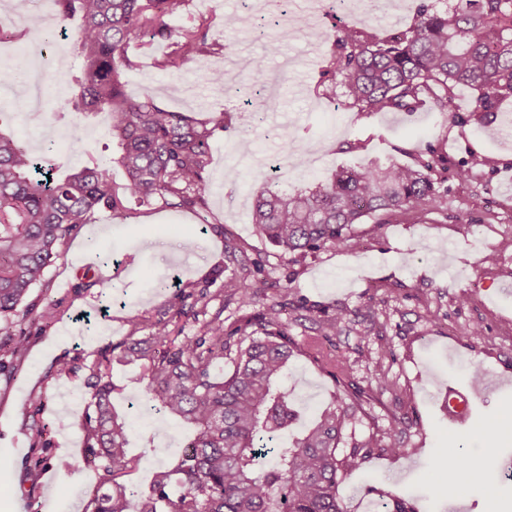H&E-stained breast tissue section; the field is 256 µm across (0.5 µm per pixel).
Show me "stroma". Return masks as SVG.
<instances>
[{"label": "stroma", "mask_w": 512, "mask_h": 512, "mask_svg": "<svg viewBox=\"0 0 512 512\" xmlns=\"http://www.w3.org/2000/svg\"><path fill=\"white\" fill-rule=\"evenodd\" d=\"M420 2L349 0L343 12L322 14L310 12L306 0H290L289 13L309 15L312 25L289 32L278 53L268 56L253 27L266 0H187L171 28L200 14L211 16L208 40L222 45L220 54L161 70L155 61L168 50L165 40L147 36L130 49L134 66L121 75L129 96H150L200 120L217 110L232 119L246 103L242 85L263 84L275 70L280 105L250 132L215 131L203 209L183 211L157 201L136 206L127 217L96 210L97 234L82 231L69 240L45 286L33 289V298L57 299L61 307L55 323L22 321L30 340L23 360L0 351V461L9 462L0 468V512H83L99 484L80 430L98 350L130 335L148 336L149 328H134L133 315L169 319L177 289L157 282L174 276L182 288L207 289L208 313L221 315L225 331L246 328L259 309L241 305L225 283L249 278L256 260L267 272L266 300L283 305L293 340L315 335L319 321L337 309L350 312L326 344L345 360L350 382L367 398L348 438L367 443V457L338 487L347 512H374L382 496L414 497L419 512H483L489 500L497 512H512V480L501 476L512 470V439L495 443L483 433L489 420L503 421L512 413V98L479 124L468 118L475 94L464 87L455 90L444 112L378 114L346 110L341 96L326 97L317 88L338 27L372 25L384 34L409 25ZM51 8V0H0V28L13 42L37 46L45 39L28 29V15ZM47 40L46 56L33 58L44 72L38 113L20 109L25 86L11 83L0 87L14 105L0 124L36 151L45 141L55 142L50 164L62 173L109 155L113 146L105 113L79 124L63 111L67 95L56 81L72 79V46L56 33ZM260 56L265 65L258 72L252 61ZM214 64L226 73L224 87L203 78ZM288 139L307 166H293L284 157ZM417 157L439 161V203L358 225L359 251L324 247L294 262L251 222L259 190L254 169L280 165L274 181L286 189L326 180L338 167L357 162L409 163ZM464 166L473 174L463 181L457 171ZM190 237L196 247L188 252L183 242ZM228 240L237 244L236 253L225 252ZM488 253L496 254V264H483ZM217 268L222 275L215 282L211 274ZM86 276L94 287L81 288ZM460 294L467 304H457ZM62 360L74 363L77 374L57 376L55 364ZM474 366L484 370L476 385L468 379ZM379 369L390 388L379 389ZM112 380L124 388L114 403L128 415L130 453L140 459L125 481L144 487L160 462L180 455L187 432L139 408L143 386L134 367H114ZM287 384L306 422L337 389L304 353L293 358ZM451 384L472 389L477 404L471 425L457 430L443 412ZM33 394L41 396L39 406H27ZM35 419L52 424L40 446L29 430ZM391 427L406 448L403 455L385 454L369 443L370 436ZM458 453L479 459L485 475L451 488L440 469ZM40 457L47 463L39 467ZM59 457L69 461V472L50 467Z\"/></svg>", "instance_id": "35a3bbf8"}]
</instances>
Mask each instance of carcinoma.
I'll use <instances>...</instances> for the list:
<instances>
[{"instance_id": "carcinoma-1", "label": "carcinoma", "mask_w": 512, "mask_h": 512, "mask_svg": "<svg viewBox=\"0 0 512 512\" xmlns=\"http://www.w3.org/2000/svg\"><path fill=\"white\" fill-rule=\"evenodd\" d=\"M51 2V16L33 13L29 25L42 30L51 20L78 22L71 41L79 65L65 109L84 118L108 113L124 180L112 183L110 158L56 180L19 137L0 130V336L19 361L29 339L15 317L43 324L55 319L58 302L30 303L28 297L67 241L101 207L116 216L153 199L181 210L203 207L209 141L224 128L222 112L199 121L123 90L121 68L133 66L131 45L146 35L172 37L167 20L182 12L185 0ZM210 24L198 16L155 65L178 68L210 52ZM334 43L322 73L339 81L345 106L358 112H446L454 89L464 86L478 91L471 118L480 123L499 101L512 98V0H457L445 9L423 0L413 22L386 38L370 25H346ZM278 106L272 95L238 110V131L251 130L258 115ZM436 168L435 159L420 157L412 164L359 163L337 169L326 182L291 190L257 171L254 179L263 187L251 220L271 245L295 259L325 246L349 249L359 241L356 225L436 201ZM266 284L257 264L250 282L231 280L224 287L238 293L241 304L255 306ZM348 316L338 310L302 343L324 371L343 380L346 394L345 362L324 344ZM253 326L233 342L218 314L192 336L159 320L149 336L98 351L80 428L99 490L85 512H346L339 481L360 469L362 457L358 446L344 451L340 445L364 410L362 392H352V404L332 400L294 431L301 415L282 378L296 343L277 304H263ZM226 362L229 371L215 376L213 369ZM114 364L138 367L145 380L141 403L189 431L185 451L173 463H160L143 489L122 481L137 459L128 455L130 427L112 400Z\"/></svg>"}]
</instances>
